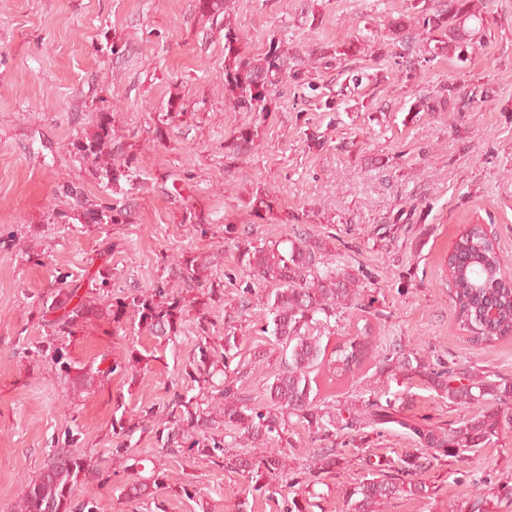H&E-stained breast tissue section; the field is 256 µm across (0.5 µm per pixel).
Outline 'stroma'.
I'll use <instances>...</instances> for the list:
<instances>
[{
	"label": "stroma",
	"mask_w": 512,
	"mask_h": 512,
	"mask_svg": "<svg viewBox=\"0 0 512 512\" xmlns=\"http://www.w3.org/2000/svg\"><path fill=\"white\" fill-rule=\"evenodd\" d=\"M406 0H233V18L248 53L261 54L271 38L310 59L348 40L369 21L399 16ZM494 21L491 37L458 61L438 56L409 85L391 68L374 89L371 107L326 112L285 85L263 122L224 100V24L198 13L195 0H0V229L14 234L0 245V512H10L23 483L43 468L52 444L65 433L112 471V422L117 402L127 411L161 409L168 392L186 387L178 374L197 342L187 318L173 342L143 334L117 336L106 315H90L67 344L74 367L129 347L149 351L135 382L115 376L80 382L58 371L34 349L45 334L39 297L57 288L56 276L80 274L110 248L113 290L129 292L169 279L180 255L205 264L224 298L210 310V334L241 327L239 357L253 406L281 367L279 348L257 329L270 283L241 290L237 241L287 249L286 236L306 232L326 244L324 258L364 284L372 310L370 356L353 377L321 381L320 395L344 404L364 388L399 389L413 419L445 425L478 413L438 396L424 379L398 385L376 372L386 345L400 341L422 363H456L512 380V336L489 345L459 328L450 300L445 259L466 224L491 225L512 257V0H477ZM123 51L113 55V43ZM476 94L467 112L412 113L410 105L445 82ZM191 112L166 126L169 107ZM112 115L117 144L137 155L143 171L130 197V223L99 229L78 221L56 224L53 212L70 209L61 183L86 197L103 187L70 151L91 132L95 115ZM259 123L260 137L240 158L224 146L241 126ZM324 135L323 147L305 145L306 133ZM190 175L178 198L163 195L157 178ZM278 196L273 212L254 216L247 202L257 188ZM205 214L211 228L196 234L188 212ZM233 225L234 234L224 231ZM345 455L334 479L300 492L314 512H346L345 493L378 465L398 466L420 447L407 430L389 426L336 433ZM131 452L149 457L172 478L193 474L194 499L158 491L167 512H279L247 480L205 456L161 453L153 432L134 435ZM433 495L400 494L377 512H512V424L465 461L445 458L422 476ZM119 478H95L80 495L99 512H144L126 500Z\"/></svg>",
	"instance_id": "35a3bbf8"
}]
</instances>
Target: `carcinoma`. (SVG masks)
I'll return each instance as SVG.
<instances>
[{"label": "carcinoma", "mask_w": 512, "mask_h": 512, "mask_svg": "<svg viewBox=\"0 0 512 512\" xmlns=\"http://www.w3.org/2000/svg\"><path fill=\"white\" fill-rule=\"evenodd\" d=\"M198 12L215 19H224V98L239 112H255L261 120L270 112L281 86L291 83L296 87L316 91L311 81L312 71L304 60L295 55L285 40L271 39L266 51L252 56L242 48V37L231 19V0H196ZM489 21L477 10L474 0H446L443 7L429 4V0H410L406 12L390 18L384 27H365L354 38L337 45L322 57L318 70L338 69L343 82L355 89L367 88L373 80L371 67H348L344 62L365 50L369 59H393L397 72L410 83L419 74L420 63L435 59L444 50L463 55L481 43L489 31ZM423 36L422 58L413 54L414 35ZM469 107L461 97L460 87L453 82L442 84L430 100H418L409 111L460 112ZM260 125L253 123L238 129L225 145L227 156L236 158L245 153L259 138ZM72 151L90 166V173L112 193L123 194L121 181L133 184L140 170L139 159L112 147V113L98 114L96 130L82 140L72 143ZM62 192L76 201L73 213L56 212L54 221L69 223L77 220L94 226L128 224L131 205L124 201L109 203L103 199L94 202L84 198L80 188L64 183ZM277 195L267 189L256 191L249 199L255 215L270 211ZM290 249L279 250L245 243L239 246L241 262L250 279L276 283L267 297L268 321L261 331L282 346L283 369L273 376L266 387V405L254 407L242 385L247 370L235 368L234 380H227V369L235 358L232 351L238 347L237 334L224 330V343L216 347L210 341L207 322L209 308L215 299L224 296V289L213 287L201 275L202 267L196 258H184L173 274L193 284L196 293L187 298L169 289L166 280L157 281L146 290L131 293H112L111 274L100 266L91 272L83 270L78 277L58 275L59 287L38 303V314L45 329L39 347L41 355L50 358L59 370L70 375L71 364L66 361L58 340L75 335L87 315L94 311L95 301L105 302L106 314L112 319L116 333L133 336L140 333L161 342L180 332L186 318L195 316L199 323V341L192 357L184 366V373L197 383L198 392H173L165 406V417L157 423L156 439L168 454L193 451L220 459L224 470L238 473L252 483V489L261 491L272 501L282 497L283 512H303L296 500H288L283 489L302 483L317 484L325 474L335 473L342 451L336 447V430L359 432L366 428L382 429L399 426L411 434L430 456H410L402 459L397 478L381 468L369 474L353 489L351 512H375V508L401 492L410 495L429 493V486L417 480L431 461L440 456L461 458L475 448L490 443L509 422L505 411L512 410V381L498 382L466 367L438 365L429 367L416 354L399 342L385 349L379 360L378 372L389 377L415 376L424 378L441 397L462 405L480 404L481 411L463 417L448 427L415 422L399 415L397 400L382 398L370 392L359 395L357 402L346 409L328 405L318 399V382L314 374L327 371L329 379L350 377L363 362L365 352L361 330L344 336L333 347L323 344L336 310L349 309L361 313L372 308L364 302L361 284L351 273H338L322 262L324 244L310 237L289 240ZM446 266L452 280V301L455 319L461 329L479 344H489L512 335V279L505 278L508 263L503 258L495 239L481 224H470L456 241ZM497 310L494 319L485 317V311ZM141 353L132 347L124 357L113 360L106 370L93 360L81 367L79 381L96 377L120 375L132 382L141 372ZM461 385L456 386L454 382ZM348 417H343V411ZM303 426L317 435L325 446L313 456L312 465L297 473L288 470L289 422ZM139 429V424L122 418L112 422L117 439L112 449L113 462L130 460L127 440ZM199 438H193V434ZM262 447L255 457L232 450L237 443ZM74 435H65L63 446L49 455L38 476L27 482L14 506L15 512H98L97 503L79 497L81 481L100 472L98 462L76 447ZM140 462L125 466L136 480L123 490L131 498H152L155 512H166L162 501L153 498L154 490L165 489L172 496L192 498L197 494L191 477L173 480L163 470L153 467L149 475L137 469Z\"/></svg>", "instance_id": "obj_1"}]
</instances>
